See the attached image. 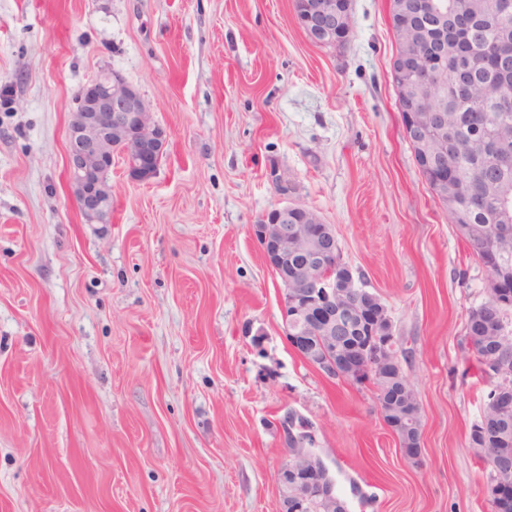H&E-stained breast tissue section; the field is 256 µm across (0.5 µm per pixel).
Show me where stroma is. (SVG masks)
Masks as SVG:
<instances>
[{"label": "stroma", "instance_id": "stroma-1", "mask_svg": "<svg viewBox=\"0 0 512 512\" xmlns=\"http://www.w3.org/2000/svg\"><path fill=\"white\" fill-rule=\"evenodd\" d=\"M351 15L332 48L292 0H0V512H279L289 412L348 512H492L465 330L489 271L405 139L391 0ZM103 69L169 139L147 182L114 154L112 221L88 224L67 131ZM284 201L387 305L419 459L370 385L289 345L251 232Z\"/></svg>", "mask_w": 512, "mask_h": 512}]
</instances>
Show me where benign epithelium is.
<instances>
[{"instance_id":"1","label":"benign epithelium","mask_w":512,"mask_h":512,"mask_svg":"<svg viewBox=\"0 0 512 512\" xmlns=\"http://www.w3.org/2000/svg\"><path fill=\"white\" fill-rule=\"evenodd\" d=\"M296 20L308 39L320 46L339 47L351 39L350 10L336 7V0H293ZM414 44L397 55L392 68L411 71L421 66L418 82L407 86L400 109L404 112L406 139L418 138L426 154L434 155L435 144L426 130L435 123L432 109L422 105L423 83L442 72L447 57L434 50L443 40L442 26L415 31ZM168 143L167 132L156 125L148 102L139 90L118 72L103 70L77 96L67 137V170L71 189L88 224H108L112 214V154L122 153L131 179L146 182L156 174ZM252 234L268 265L286 288L280 303L284 335L290 345L312 366L329 378L358 375L364 361L384 365L395 349L393 338L378 340L372 331L362 332L361 349L345 341L357 324L365 291L356 288L354 276L336 285V267L349 269L336 251V235L330 224L311 216L302 205H276L263 212ZM302 256L305 262L295 263ZM489 287L496 304L512 303V286L492 277ZM294 413L280 421L286 442H304L305 430L292 424ZM499 507L512 512V480L499 478L494 484ZM280 512H307L317 498L326 512H336V490L330 475L318 461L294 455L278 472Z\"/></svg>"}]
</instances>
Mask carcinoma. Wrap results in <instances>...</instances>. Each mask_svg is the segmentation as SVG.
I'll use <instances>...</instances> for the list:
<instances>
[{
    "label": "carcinoma",
    "mask_w": 512,
    "mask_h": 512,
    "mask_svg": "<svg viewBox=\"0 0 512 512\" xmlns=\"http://www.w3.org/2000/svg\"><path fill=\"white\" fill-rule=\"evenodd\" d=\"M502 9L490 11L479 0H430L422 5L436 20L462 6L470 30L457 28L458 18L448 22V42H465L460 55L448 56V72L432 90V104L444 117L448 139V161L428 165L418 144H412L415 161L427 181L443 167L455 171L448 176L454 192L446 207L451 221L461 231L472 253L483 259L481 248H489L505 228L512 229V0ZM491 300L471 309L466 336L480 374L487 373L491 358L512 359V320L509 309L495 311L496 320L485 322L480 313ZM384 391L392 410L413 401L411 383L401 365L382 372ZM489 386L481 420L487 435H470L469 447L481 460L490 459L498 474L512 477V410L500 408Z\"/></svg>",
    "instance_id": "obj_1"
}]
</instances>
